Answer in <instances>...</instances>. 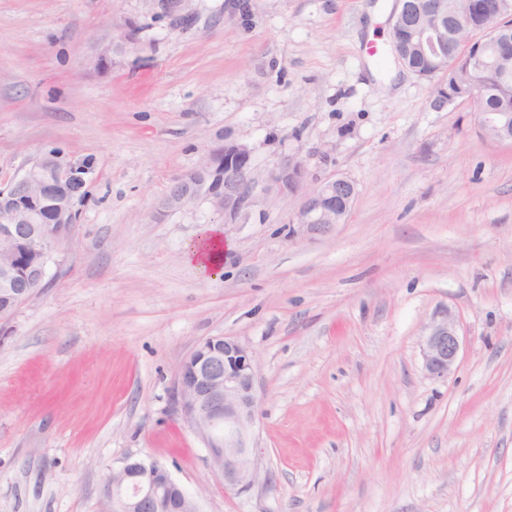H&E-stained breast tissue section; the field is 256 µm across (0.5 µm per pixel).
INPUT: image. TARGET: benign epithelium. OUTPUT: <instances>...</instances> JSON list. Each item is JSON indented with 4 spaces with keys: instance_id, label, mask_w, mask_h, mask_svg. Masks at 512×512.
Listing matches in <instances>:
<instances>
[{
    "instance_id": "1",
    "label": "benign epithelium",
    "mask_w": 512,
    "mask_h": 512,
    "mask_svg": "<svg viewBox=\"0 0 512 512\" xmlns=\"http://www.w3.org/2000/svg\"><path fill=\"white\" fill-rule=\"evenodd\" d=\"M453 2L396 0L392 13L395 51L406 48L420 57L443 58L448 36L464 26V17ZM475 114L488 140L512 143L507 117L493 119L479 110ZM220 166L223 170L209 178L203 193L196 191L190 174L179 176L177 181L186 186L185 197L179 203L160 201L159 210H182L202 199L224 216V223L238 224L249 216L258 186H263L268 196L294 193L304 187L289 234L322 236L346 216L355 195L354 186L343 177L306 187V168L295 156L281 159L261 182L252 151L242 143L227 142L211 150L199 169L209 173ZM83 183L81 167L63 165L50 155L0 184V249L22 244L42 257L23 273L11 262H0V298L10 310H16L42 286L51 249L78 221L71 191ZM222 343V353L204 341L186 358L173 397L181 418L204 440L224 488L242 494L251 491L259 479L257 362L253 352L239 341L224 337ZM461 349L459 321L447 312L432 322L425 336V371L433 377L448 376L457 369ZM176 487L163 467L132 458L107 481L115 512H198L185 490L178 496L173 494Z\"/></svg>"
}]
</instances>
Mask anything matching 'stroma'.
Here are the masks:
<instances>
[{
  "mask_svg": "<svg viewBox=\"0 0 512 512\" xmlns=\"http://www.w3.org/2000/svg\"><path fill=\"white\" fill-rule=\"evenodd\" d=\"M395 0H0V179L52 155L87 168L80 220L0 325V512H105L133 457L199 512H512V145L392 51ZM139 51L89 63L115 26ZM248 145L349 179L329 234L292 238L301 194L225 223L160 212L210 150ZM217 229L222 274L186 246ZM454 313L456 371L423 368ZM212 336L258 360L260 481L225 490L177 415Z\"/></svg>",
  "mask_w": 512,
  "mask_h": 512,
  "instance_id": "obj_1",
  "label": "stroma"
}]
</instances>
